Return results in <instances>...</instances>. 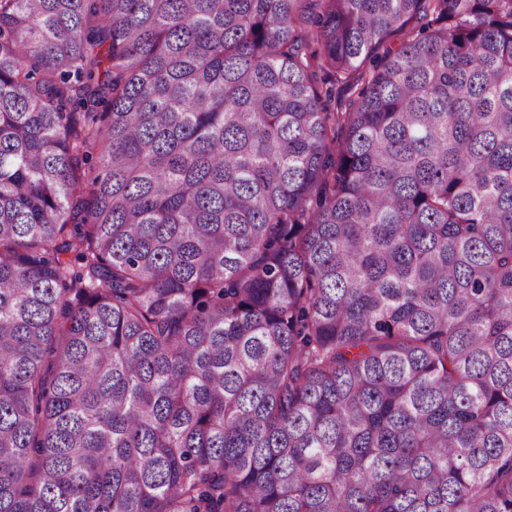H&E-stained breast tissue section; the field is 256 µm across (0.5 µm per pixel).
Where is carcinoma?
Listing matches in <instances>:
<instances>
[{
  "label": "carcinoma",
  "instance_id": "carcinoma-1",
  "mask_svg": "<svg viewBox=\"0 0 512 512\" xmlns=\"http://www.w3.org/2000/svg\"><path fill=\"white\" fill-rule=\"evenodd\" d=\"M0 512H512V0H0Z\"/></svg>",
  "mask_w": 512,
  "mask_h": 512
}]
</instances>
